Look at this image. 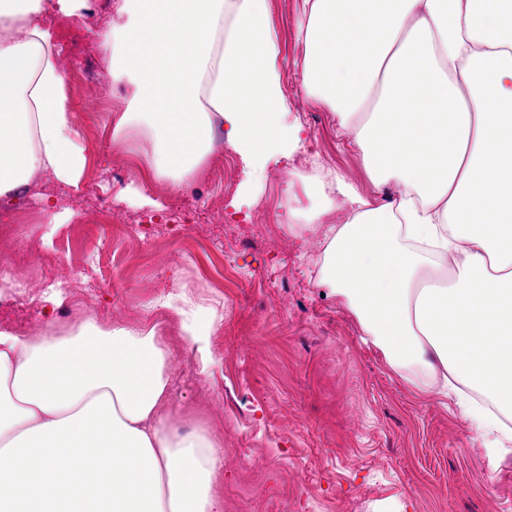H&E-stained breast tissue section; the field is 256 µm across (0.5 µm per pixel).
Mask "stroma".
Wrapping results in <instances>:
<instances>
[{
    "instance_id": "1",
    "label": "stroma",
    "mask_w": 512,
    "mask_h": 512,
    "mask_svg": "<svg viewBox=\"0 0 512 512\" xmlns=\"http://www.w3.org/2000/svg\"><path fill=\"white\" fill-rule=\"evenodd\" d=\"M271 19L288 108L304 126L309 156L377 197L360 157L337 140L330 112L302 93L293 67L303 54L300 0H271ZM52 24L89 168L76 191L34 175L20 208L38 218L18 250L55 263L68 280L62 306L102 323L147 319L152 301L181 288L223 312L211 373H200L178 330L167 339L171 415L177 427L208 429L221 442L215 491L224 512H512V447L490 459L456 400L406 384L318 284L308 258L321 232L287 227L288 193L310 204L290 181L293 163L248 187L237 156L223 148L182 189L151 182L140 158L112 143L127 86L108 75L96 87L86 80L88 61L103 56L86 22ZM126 181L144 185L162 209L119 201ZM92 189L114 203L88 220L78 202ZM177 197L186 211L175 223L168 216ZM51 209L73 214L53 233Z\"/></svg>"
}]
</instances>
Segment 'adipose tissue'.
<instances>
[{
  "label": "adipose tissue",
  "instance_id": "1",
  "mask_svg": "<svg viewBox=\"0 0 512 512\" xmlns=\"http://www.w3.org/2000/svg\"><path fill=\"white\" fill-rule=\"evenodd\" d=\"M89 0H0V202L37 172L79 189L87 149L46 17ZM97 38L132 89L112 140H146L152 179L180 188L220 144L249 181L305 145L290 117L269 0H116ZM294 66L389 201L346 176L288 197V228L327 223L320 281L408 385L476 394L489 453L512 441V0H302ZM152 323L0 329V512H223L220 444L172 433L169 326L216 363L224 316L184 292Z\"/></svg>",
  "mask_w": 512,
  "mask_h": 512
}]
</instances>
